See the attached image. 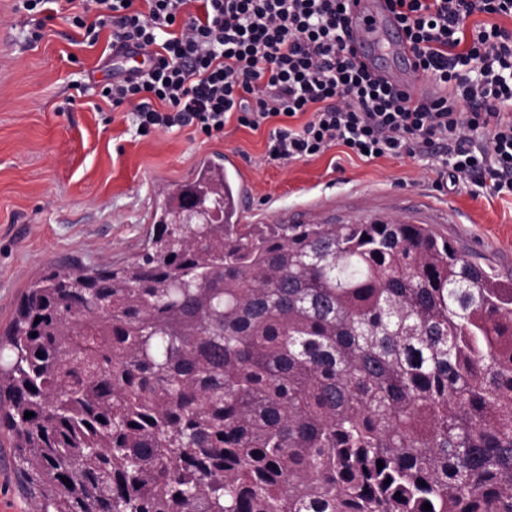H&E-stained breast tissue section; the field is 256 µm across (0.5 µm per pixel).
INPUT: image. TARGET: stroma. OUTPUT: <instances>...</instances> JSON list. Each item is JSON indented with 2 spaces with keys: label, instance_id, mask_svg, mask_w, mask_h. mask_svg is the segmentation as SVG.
<instances>
[{
  "label": "stroma",
  "instance_id": "obj_1",
  "mask_svg": "<svg viewBox=\"0 0 512 512\" xmlns=\"http://www.w3.org/2000/svg\"><path fill=\"white\" fill-rule=\"evenodd\" d=\"M82 0H56L40 41L31 17L0 0V332L44 267L122 264L154 229L163 188L184 184L200 155L238 156L250 185L252 224H364L371 219L429 225L459 240L469 259L512 277V198L436 191L426 159L366 162L335 146L324 154L273 161L270 126L228 122L208 138L190 127L136 136L125 108L101 88L112 73L109 30L94 47L70 16ZM84 79L78 95L71 83ZM0 512H39L19 486L12 450L0 447Z\"/></svg>",
  "mask_w": 512,
  "mask_h": 512
}]
</instances>
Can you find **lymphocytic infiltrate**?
Listing matches in <instances>:
<instances>
[{"label": "lymphocytic infiltrate", "instance_id": "1", "mask_svg": "<svg viewBox=\"0 0 512 512\" xmlns=\"http://www.w3.org/2000/svg\"><path fill=\"white\" fill-rule=\"evenodd\" d=\"M96 0L74 14L87 45L112 29V55L145 53L144 69L113 72V107L152 134L193 126L220 136L229 120L272 123L268 156L291 161L333 146L368 160L427 158L437 186L512 196V0H387L415 53L413 74L435 91L411 100L377 77L350 39L351 0ZM483 16L472 33L468 18ZM303 118L300 128L291 120Z\"/></svg>", "mask_w": 512, "mask_h": 512}]
</instances>
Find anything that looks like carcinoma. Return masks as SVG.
Listing matches in <instances>:
<instances>
[{"mask_svg":"<svg viewBox=\"0 0 512 512\" xmlns=\"http://www.w3.org/2000/svg\"><path fill=\"white\" fill-rule=\"evenodd\" d=\"M224 190L23 292L0 432L41 512H512V278L427 224H234Z\"/></svg>","mask_w":512,"mask_h":512,"instance_id":"carcinoma-1","label":"carcinoma"}]
</instances>
